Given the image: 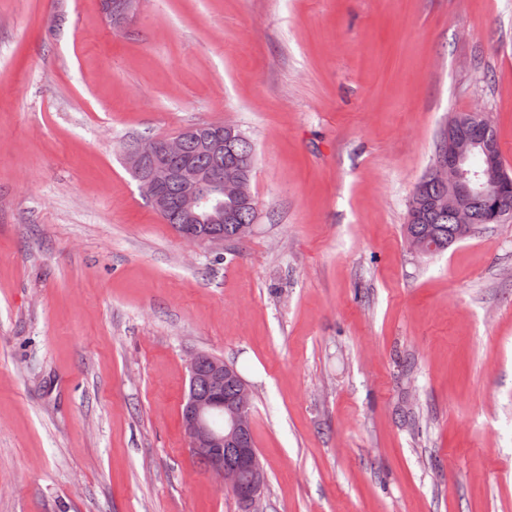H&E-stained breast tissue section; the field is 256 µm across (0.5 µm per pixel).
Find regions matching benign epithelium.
Returning <instances> with one entry per match:
<instances>
[{
    "instance_id": "benign-epithelium-1",
    "label": "benign epithelium",
    "mask_w": 512,
    "mask_h": 512,
    "mask_svg": "<svg viewBox=\"0 0 512 512\" xmlns=\"http://www.w3.org/2000/svg\"><path fill=\"white\" fill-rule=\"evenodd\" d=\"M138 0H102V11L116 31L125 28L136 11ZM486 116L473 111L454 113L448 118L440 138V149L432 171L437 183L448 189L439 198H428L421 188H416L412 207L448 206L461 235L467 236L476 228L475 205L489 193L498 190L512 177L501 162L496 143L482 133ZM186 133L166 140H139L123 150L125 166L138 182L142 196L154 210L163 215L171 207L168 186L176 179L181 184L177 211L181 219L180 238L191 245H221L231 247L241 241L252 225H241L233 239H224L216 232L199 233L195 224H233V210L224 208V201L252 204L251 174L254 158L249 156L224 171L201 168L184 157ZM240 135L232 124L210 125L204 128L202 141L206 148L217 155L224 151V144ZM179 162L173 168L170 163ZM207 375L210 391L196 394L188 401L183 413V423L189 440L190 454L200 462L223 488L229 490L241 503L244 512H265L262 507L266 473L254 448L239 449V460H224V447L236 441L239 434L251 423L252 393L249 386L220 358L209 360ZM238 381L235 401L224 403V382ZM251 472L249 483L241 479L244 471Z\"/></svg>"
}]
</instances>
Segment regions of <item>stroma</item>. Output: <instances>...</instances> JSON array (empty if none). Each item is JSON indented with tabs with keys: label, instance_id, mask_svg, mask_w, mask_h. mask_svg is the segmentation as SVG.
Returning a JSON list of instances; mask_svg holds the SVG:
<instances>
[{
	"label": "stroma",
	"instance_id": "obj_1",
	"mask_svg": "<svg viewBox=\"0 0 512 512\" xmlns=\"http://www.w3.org/2000/svg\"><path fill=\"white\" fill-rule=\"evenodd\" d=\"M473 110L512 169V0H0V512H241L188 451L198 353L252 389L267 512H512V220L403 233ZM218 123L229 250L122 161ZM102 11L116 31L125 28L129 18L136 11L138 0H102Z\"/></svg>",
	"mask_w": 512,
	"mask_h": 512
}]
</instances>
